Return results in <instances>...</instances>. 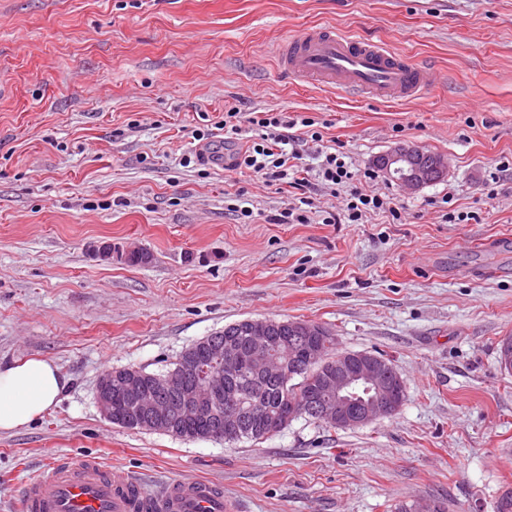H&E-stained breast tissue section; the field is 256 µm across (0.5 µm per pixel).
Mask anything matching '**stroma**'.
Wrapping results in <instances>:
<instances>
[{
	"label": "stroma",
	"instance_id": "35a3bbf8",
	"mask_svg": "<svg viewBox=\"0 0 512 512\" xmlns=\"http://www.w3.org/2000/svg\"><path fill=\"white\" fill-rule=\"evenodd\" d=\"M383 44L434 69L418 99L387 101L290 81L278 42L306 27ZM328 121L354 168L398 144L444 157L406 191L402 221L274 224L295 189L220 164L194 140L225 106ZM243 192L251 221L228 211ZM466 213L448 224L443 210ZM105 242L145 265L100 258ZM243 319L322 324L342 351L391 360L392 416L354 429L301 417L258 443L186 440L105 419L108 369L159 373ZM512 0H0V362L52 360L68 379L29 426L0 433V512L64 456H89L148 489L210 480L241 512H395L436 500L494 512L512 490Z\"/></svg>",
	"mask_w": 512,
	"mask_h": 512
}]
</instances>
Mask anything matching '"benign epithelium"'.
<instances>
[{
  "label": "benign epithelium",
  "instance_id": "benign-epithelium-1",
  "mask_svg": "<svg viewBox=\"0 0 512 512\" xmlns=\"http://www.w3.org/2000/svg\"><path fill=\"white\" fill-rule=\"evenodd\" d=\"M375 163L388 177L410 190H418L447 173V165L441 157L402 144L390 148ZM97 254L105 260L115 256L126 262L139 257L135 249H123L110 243L98 247ZM246 331L251 336L254 358L263 368L286 381L293 374L279 363L282 347L292 350L300 342L328 335L324 326L307 321L284 325L273 320H254L247 322ZM213 360L219 363L215 370L200 366V376L206 378L201 386L187 384L179 370H171L167 374V386L180 394L190 414L207 412L221 402L224 381L215 372L226 375L238 372V350L232 344L223 345L220 353L208 357V361ZM334 361L333 372L326 379L327 388L317 393L308 407L311 414L337 428L349 429L398 411L402 396L391 389L388 379L390 365L387 362L368 352L348 354L343 351L336 354ZM129 394L141 399L144 414L152 418L169 415V408L154 396L144 393L137 378L121 380V387L114 390L112 375L106 373L97 385V404L104 418L112 420L117 398Z\"/></svg>",
  "mask_w": 512,
  "mask_h": 512
}]
</instances>
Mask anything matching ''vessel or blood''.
Instances as JSON below:
<instances>
[{
  "label": "vessel or blood",
  "instance_id": "1",
  "mask_svg": "<svg viewBox=\"0 0 512 512\" xmlns=\"http://www.w3.org/2000/svg\"><path fill=\"white\" fill-rule=\"evenodd\" d=\"M281 73L329 90L410 100L436 80L434 71L392 54L379 44L336 32L306 28L278 48ZM23 512H232L221 487L194 479L147 489L121 470L98 460H57L42 477L24 484Z\"/></svg>",
  "mask_w": 512,
  "mask_h": 512
}]
</instances>
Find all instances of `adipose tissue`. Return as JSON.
<instances>
[{"mask_svg":"<svg viewBox=\"0 0 512 512\" xmlns=\"http://www.w3.org/2000/svg\"><path fill=\"white\" fill-rule=\"evenodd\" d=\"M66 385L59 368L43 357L0 364V432L26 427L41 418L57 403Z\"/></svg>","mask_w":512,"mask_h":512,"instance_id":"adipose-tissue-1","label":"adipose tissue"}]
</instances>
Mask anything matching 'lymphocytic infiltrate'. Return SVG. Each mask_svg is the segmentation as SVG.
<instances>
[{"label": "lymphocytic infiltrate", "instance_id": "1", "mask_svg": "<svg viewBox=\"0 0 512 512\" xmlns=\"http://www.w3.org/2000/svg\"><path fill=\"white\" fill-rule=\"evenodd\" d=\"M247 126L257 131L258 139L236 153L228 165L229 170H248L261 175L266 182H279L301 192L295 203L273 216V223H308L312 195L321 189L329 190L344 202L342 214L327 213L324 223L335 224L342 220L360 224L368 214L380 212L389 214L393 223H400L401 212L389 196L369 193L359 186V179H373V172L358 176L347 162L345 152L325 145L324 135L314 118L290 116L275 110L244 112L232 106L225 109L222 120L209 128L193 130L192 136L197 140L219 136L229 139L241 135ZM307 142L320 146V162L310 177L304 176L296 163L297 146Z\"/></svg>", "mask_w": 512, "mask_h": 512}]
</instances>
